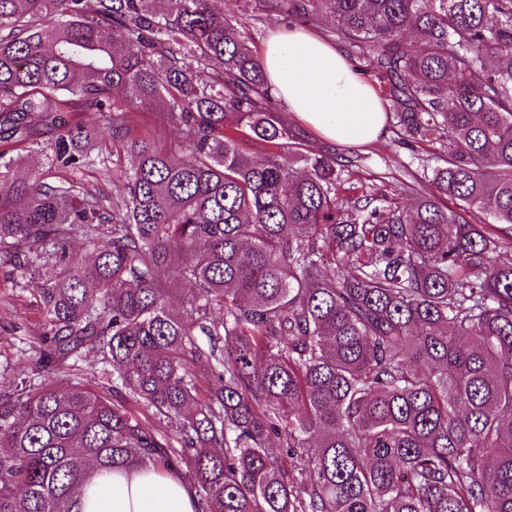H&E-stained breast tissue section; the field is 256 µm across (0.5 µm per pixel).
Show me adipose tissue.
Instances as JSON below:
<instances>
[{
    "label": "adipose tissue",
    "mask_w": 512,
    "mask_h": 512,
    "mask_svg": "<svg viewBox=\"0 0 512 512\" xmlns=\"http://www.w3.org/2000/svg\"><path fill=\"white\" fill-rule=\"evenodd\" d=\"M261 64L269 88L292 120L344 146L387 134L386 107L332 44L306 30L280 26L268 34ZM194 490L178 476L151 469L94 473L81 512H197Z\"/></svg>",
    "instance_id": "obj_1"
}]
</instances>
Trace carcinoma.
<instances>
[{
    "label": "carcinoma",
    "instance_id": "cac0c4a2",
    "mask_svg": "<svg viewBox=\"0 0 512 512\" xmlns=\"http://www.w3.org/2000/svg\"><path fill=\"white\" fill-rule=\"evenodd\" d=\"M156 2L0 0V253L38 296L46 372L0 389V512H80L94 470L130 467L183 475L198 512H512V0H255L330 18L398 142L448 140L437 193L349 209L235 18ZM67 110L112 129L122 194L18 175L35 149L93 164L99 128ZM134 112L179 141L131 135ZM91 352L111 383L54 381Z\"/></svg>",
    "mask_w": 512,
    "mask_h": 512
}]
</instances>
